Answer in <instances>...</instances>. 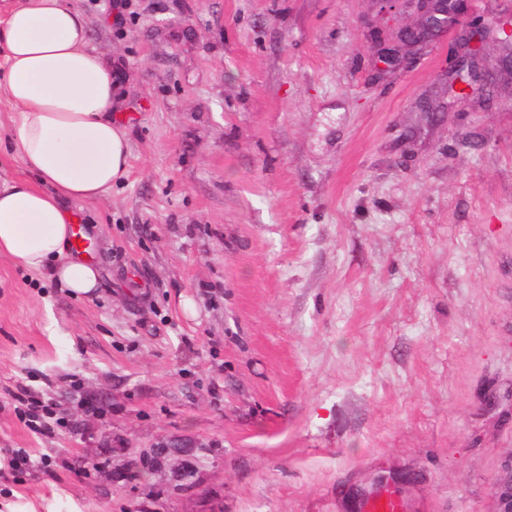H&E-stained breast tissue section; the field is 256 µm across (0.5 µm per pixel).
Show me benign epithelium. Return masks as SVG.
Segmentation results:
<instances>
[{
	"label": "benign epithelium",
	"mask_w": 512,
	"mask_h": 512,
	"mask_svg": "<svg viewBox=\"0 0 512 512\" xmlns=\"http://www.w3.org/2000/svg\"><path fill=\"white\" fill-rule=\"evenodd\" d=\"M378 13L394 15L403 8L416 14V22L389 36L372 33L384 60L401 68L412 59L410 53L434 40L450 28L458 29L453 53L448 59V89L467 98L484 89L491 75L487 55L482 51L490 35L504 46L499 56V70L512 76V17H466V0H372ZM498 512H512V462L505 466V476L498 481Z\"/></svg>",
	"instance_id": "1"
}]
</instances>
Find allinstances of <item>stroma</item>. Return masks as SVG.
I'll return each mask as SVG.
<instances>
[{"instance_id":"stroma-1","label":"stroma","mask_w":512,"mask_h":512,"mask_svg":"<svg viewBox=\"0 0 512 512\" xmlns=\"http://www.w3.org/2000/svg\"><path fill=\"white\" fill-rule=\"evenodd\" d=\"M77 4L130 164L68 206L93 296L0 255V512H355L392 470L408 512H497L512 80L446 93L452 30L377 76L413 12L372 0ZM19 402L26 406L23 415L27 418L28 426L35 432H42L50 429L52 424H56L60 419L55 418L56 411L52 408L41 405L40 402L32 399H25L22 395H17Z\"/></svg>"}]
</instances>
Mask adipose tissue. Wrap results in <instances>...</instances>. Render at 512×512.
<instances>
[{"label":"adipose tissue","mask_w":512,"mask_h":512,"mask_svg":"<svg viewBox=\"0 0 512 512\" xmlns=\"http://www.w3.org/2000/svg\"><path fill=\"white\" fill-rule=\"evenodd\" d=\"M116 87L76 0H0V108L16 116L9 140L26 170L0 182V254L79 298L99 276L69 253L77 218L65 204L100 201L127 173Z\"/></svg>","instance_id":"ef3b65f1"}]
</instances>
